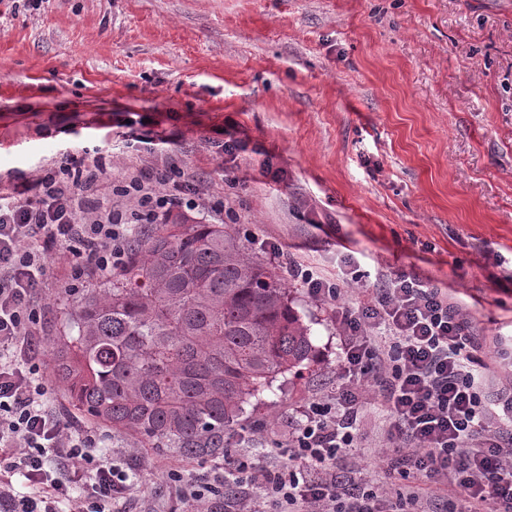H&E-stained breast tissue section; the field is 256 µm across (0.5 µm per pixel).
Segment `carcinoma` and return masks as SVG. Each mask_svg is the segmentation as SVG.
Instances as JSON below:
<instances>
[{"mask_svg": "<svg viewBox=\"0 0 512 512\" xmlns=\"http://www.w3.org/2000/svg\"><path fill=\"white\" fill-rule=\"evenodd\" d=\"M63 305L51 370L72 409L182 460L224 454L245 406L313 352L288 288L246 253L234 224L172 216Z\"/></svg>", "mask_w": 512, "mask_h": 512, "instance_id": "cac0c4a2", "label": "carcinoma"}]
</instances>
